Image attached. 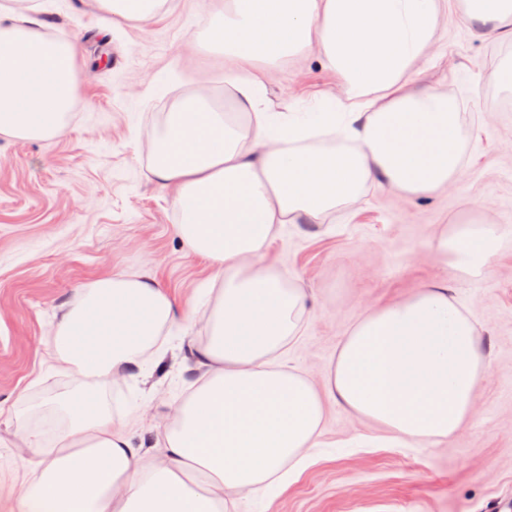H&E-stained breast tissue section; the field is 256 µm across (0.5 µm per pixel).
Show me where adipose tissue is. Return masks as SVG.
Masks as SVG:
<instances>
[{
	"mask_svg": "<svg viewBox=\"0 0 512 512\" xmlns=\"http://www.w3.org/2000/svg\"><path fill=\"white\" fill-rule=\"evenodd\" d=\"M488 39L512 25V0H462ZM443 0H225L209 39L224 52L236 112L188 102L172 113L150 162L172 191L175 229L208 260L220 288L188 351L199 383L172 405L155 449L86 396L162 360L179 312L145 274L118 273L76 291L53 315L49 368L77 391L50 407L48 432L17 425L15 467L0 512H234L239 496L277 497L323 447L327 405L404 447L458 437L489 367L480 332L447 278L364 312L323 384L282 363L307 317L303 289L268 263L283 225L322 221L371 189L432 195L463 169L461 114L416 68L437 42ZM317 51L342 92L328 112H280L256 65ZM77 49L35 18L0 10V134L64 131L76 99ZM512 229L451 225L439 261L486 273Z\"/></svg>",
	"mask_w": 512,
	"mask_h": 512,
	"instance_id": "adipose-tissue-1",
	"label": "adipose tissue"
}]
</instances>
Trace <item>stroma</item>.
Wrapping results in <instances>:
<instances>
[{
	"label": "stroma",
	"instance_id": "35a3bbf8",
	"mask_svg": "<svg viewBox=\"0 0 512 512\" xmlns=\"http://www.w3.org/2000/svg\"><path fill=\"white\" fill-rule=\"evenodd\" d=\"M36 18L43 32L76 42L78 97L55 138L0 134V404L26 391L36 408L74 387L42 369L52 345L53 311L76 289L122 271L154 277L179 308L205 303L211 271L174 230L171 192L149 172L152 147L169 111L191 98L229 108L220 52H202L217 21L213 0H166L160 16L137 23L103 15L92 0H0ZM438 56L422 78L464 115L463 175L435 196L372 189L362 202L320 224H288L269 247L284 277L308 293L309 316L284 356L322 382L349 327L372 304L398 300L443 275L438 238L465 219L512 226V36L477 28L442 29ZM277 109L312 112L336 80L317 54L284 61L264 77ZM477 322L489 368L475 411L457 438L393 448L342 407L327 410L325 447L269 505L242 496L237 512H512V243L479 277L453 283ZM148 380H130L102 399L136 436L155 443L168 403L197 377L181 344ZM339 442L340 451L330 449Z\"/></svg>",
	"mask_w": 512,
	"mask_h": 512
}]
</instances>
